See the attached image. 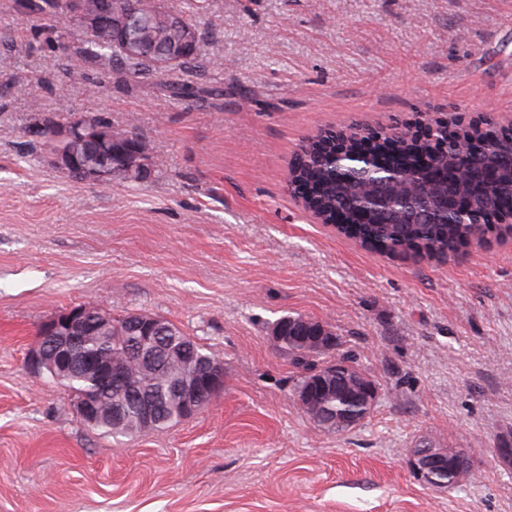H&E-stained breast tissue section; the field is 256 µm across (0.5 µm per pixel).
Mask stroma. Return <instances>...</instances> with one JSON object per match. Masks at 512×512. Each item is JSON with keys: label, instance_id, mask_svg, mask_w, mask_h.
<instances>
[{"label": "stroma", "instance_id": "obj_1", "mask_svg": "<svg viewBox=\"0 0 512 512\" xmlns=\"http://www.w3.org/2000/svg\"><path fill=\"white\" fill-rule=\"evenodd\" d=\"M210 62L166 78L71 69L76 31L0 0V512H512V240L455 261L368 251L285 191L302 141L358 122L512 126V0H164ZM90 113L160 165L102 187L30 136ZM102 304L179 327L224 363L197 418L87 427L25 365L42 324ZM331 327L377 382L370 418L314 427L271 330ZM474 449L477 481L423 486L418 444Z\"/></svg>", "mask_w": 512, "mask_h": 512}]
</instances>
